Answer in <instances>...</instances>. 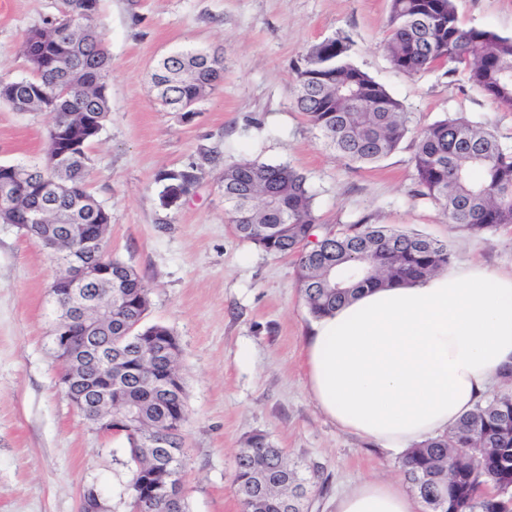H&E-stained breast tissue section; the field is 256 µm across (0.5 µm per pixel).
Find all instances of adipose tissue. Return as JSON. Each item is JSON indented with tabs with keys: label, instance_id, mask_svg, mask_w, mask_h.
Instances as JSON below:
<instances>
[{
	"label": "adipose tissue",
	"instance_id": "adipose-tissue-1",
	"mask_svg": "<svg viewBox=\"0 0 512 512\" xmlns=\"http://www.w3.org/2000/svg\"><path fill=\"white\" fill-rule=\"evenodd\" d=\"M306 384L340 430L400 453L448 432L512 371V276L471 264L376 288L315 320ZM391 480L356 483L336 512H420Z\"/></svg>",
	"mask_w": 512,
	"mask_h": 512
}]
</instances>
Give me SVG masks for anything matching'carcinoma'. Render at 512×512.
Returning <instances> with one entry per match:
<instances>
[{
  "instance_id": "cac0c4a2",
  "label": "carcinoma",
  "mask_w": 512,
  "mask_h": 512,
  "mask_svg": "<svg viewBox=\"0 0 512 512\" xmlns=\"http://www.w3.org/2000/svg\"><path fill=\"white\" fill-rule=\"evenodd\" d=\"M100 0H63L61 15L27 31L23 50L31 76L0 78V102L29 112L67 117L75 149L58 160L51 128L44 164L25 168L0 164L22 193L0 204V223L20 226L21 212L49 198L56 210L81 198L82 223L109 224L111 215L85 187L89 149L109 117L106 80L111 60L96 22ZM384 50L392 67L419 74L463 64L474 88L503 112H512V37L466 28L454 0H390ZM224 78V57L178 52L160 59L150 74L158 99L180 112L214 92ZM294 104L327 144L361 164L393 153L411 133L402 103L349 60V45L337 37L313 45L297 69ZM416 194L439 203L448 223L476 233L512 224V150L494 131L463 116L449 115L414 137ZM162 198L173 205L197 180L194 168L160 174ZM224 202L238 237L266 253L298 258L300 292L313 318H320L376 287L413 282L448 269L447 244L418 233L353 224L346 231L316 233L318 224L304 174L288 164L243 160L224 167ZM112 262V324L100 323L101 343L110 346L112 370L123 369L112 386V408L137 412L135 424L121 417L113 428L130 448L127 491L136 512H188L181 487L182 455L146 448L150 430L172 421L183 431L186 393L163 388L180 376L179 343L160 323L145 324L149 292L138 272ZM400 467L427 512H512V389L480 401L443 437L405 451ZM235 493L241 512H304L309 480L270 437L248 436L236 456Z\"/></svg>"
}]
</instances>
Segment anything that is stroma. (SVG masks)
<instances>
[{"instance_id": "stroma-1", "label": "stroma", "mask_w": 512, "mask_h": 512, "mask_svg": "<svg viewBox=\"0 0 512 512\" xmlns=\"http://www.w3.org/2000/svg\"><path fill=\"white\" fill-rule=\"evenodd\" d=\"M461 22L512 37V0H455ZM61 0H0V76L30 74L25 33L57 15ZM390 0H100L97 22L111 57L110 117L90 149L89 192L112 215L108 254L149 290L147 323L177 337L186 390L189 512H240L235 460L243 439L268 434L303 477L320 475L307 512H335L337 495L365 478L403 482L397 453L339 430L316 407L303 345L313 318L295 257L240 239L226 213L222 172L244 159L302 172L321 230L379 224L446 243L452 268L478 263L512 274V225L474 233L416 195L412 140L363 166L330 148L293 104L303 54L348 38L351 62L400 100L419 129L458 113L492 123L512 148V112L464 70H395L381 46ZM219 52L224 80L191 116L155 101L149 72L160 56ZM53 117L0 103V164L44 161ZM195 167L198 182L164 206L162 171ZM54 252L0 224V512H79L95 492L105 512H132L124 438L98 432L67 400L51 346Z\"/></svg>"}]
</instances>
